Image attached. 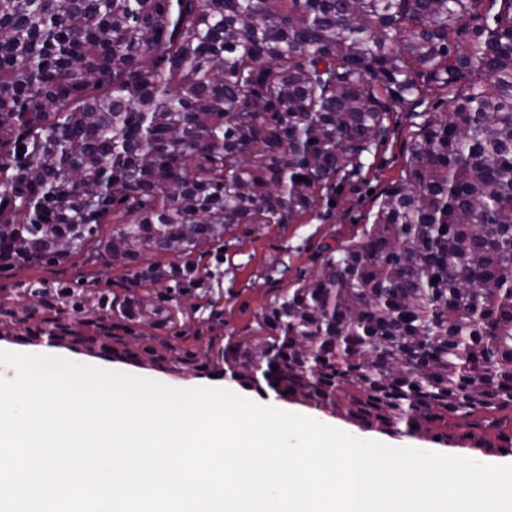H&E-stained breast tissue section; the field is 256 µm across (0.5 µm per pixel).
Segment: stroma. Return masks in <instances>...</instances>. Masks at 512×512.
<instances>
[{
  "label": "stroma",
  "mask_w": 512,
  "mask_h": 512,
  "mask_svg": "<svg viewBox=\"0 0 512 512\" xmlns=\"http://www.w3.org/2000/svg\"><path fill=\"white\" fill-rule=\"evenodd\" d=\"M419 121V115L411 111L394 113L388 138L369 158L362 179L338 189L333 204L322 205L314 214L292 224H269L261 228L240 225L225 235L223 250L213 249L204 256L203 262L212 274V288L224 294V313L219 321L212 323L213 334H245L253 327L260 308L276 293L294 287L299 274L310 275L318 270L323 245L344 244L362 232L369 213L398 178L410 133ZM89 272V266L76 258L55 265L34 264L12 269L0 277V282L11 284L40 278L69 283ZM108 367L176 388L221 385L257 403L300 413L351 435L392 447L479 458L488 464L512 463V454L495 451L475 427L450 428L447 436L440 439L422 429L411 434L388 432L366 426L340 411L331 413L299 401L279 399L267 388L239 383L212 369L176 375L156 367L122 362H109Z\"/></svg>",
  "instance_id": "obj_1"
}]
</instances>
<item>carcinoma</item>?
Returning <instances> with one entry per match:
<instances>
[{"label":"carcinoma","instance_id":"obj_1","mask_svg":"<svg viewBox=\"0 0 512 512\" xmlns=\"http://www.w3.org/2000/svg\"><path fill=\"white\" fill-rule=\"evenodd\" d=\"M434 90L359 238L204 336L205 248L330 202ZM72 258L125 288L0 284V340L511 426L512 0H0V271Z\"/></svg>","mask_w":512,"mask_h":512}]
</instances>
